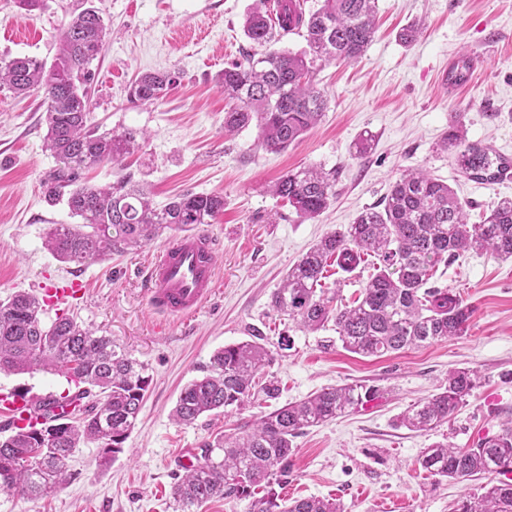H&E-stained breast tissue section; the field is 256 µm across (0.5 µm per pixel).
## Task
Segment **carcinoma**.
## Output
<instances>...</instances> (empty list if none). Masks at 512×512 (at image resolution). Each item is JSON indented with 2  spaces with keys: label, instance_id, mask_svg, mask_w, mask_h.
I'll return each mask as SVG.
<instances>
[{
  "label": "carcinoma",
  "instance_id": "1",
  "mask_svg": "<svg viewBox=\"0 0 512 512\" xmlns=\"http://www.w3.org/2000/svg\"><path fill=\"white\" fill-rule=\"evenodd\" d=\"M284 20H273L268 0H258L244 23L246 37L264 48L246 53L224 68L219 83L231 102L224 129L255 125L257 146L271 152L288 148L321 119L327 98L314 82L317 66L353 61L375 34L377 0H323L305 13L300 0H277ZM283 36L303 31L307 48H266L273 30ZM107 27L94 5L83 9L60 36L51 65L35 57H0V86L25 94L40 89L46 104L45 147L55 166L42 180L45 198L65 202L79 224H54L46 245L63 263L82 264L154 240L166 229L192 230L224 210V196L186 192L162 207L152 205L144 188L121 176L106 187L81 181L85 169L117 164L139 147L138 132L99 131L90 122L88 84L91 65L101 53ZM173 73H145L131 85L128 101L154 103L176 84ZM440 148L452 150L460 171L477 182L512 178V159L488 147L467 144L457 131ZM273 195L303 220L314 219L336 198V171L320 166L291 170L278 178ZM383 208L367 207L349 227L324 236L288 270L271 297L272 306L302 328L317 331L336 325L342 347L364 357L466 335L472 307L450 288L430 287L440 265L466 251H486L512 259V199H503L481 224L467 222L461 201L448 184L423 169L404 174L383 198ZM373 254L374 273L351 304L333 305L316 293L328 261L354 270ZM39 298L25 291L0 302V373L31 374L49 370L76 391L64 404L82 407L79 424L55 399L39 402V426L17 428L0 438V490L37 498L63 484L68 460L83 440L98 441L107 456L122 451L135 426L151 377L112 338L82 327L61 314L45 325ZM272 361L257 341L227 345L210 358L207 373L180 392L174 418L190 425L216 410L239 409L252 395L256 378ZM478 377L470 369L448 374L442 391L410 405L400 425L429 431L446 422L467 402ZM379 396L361 383L316 391L259 418L251 428L201 449L202 461L190 466L172 488L175 512H198L207 501L249 500V512H341L328 499L307 497L286 502L275 490L288 476L295 453L293 439L354 411ZM419 464L432 476L467 480L484 477L483 493L457 502L454 512H512V483L497 474L512 469V419L501 432L459 450L436 443L422 451Z\"/></svg>",
  "mask_w": 512,
  "mask_h": 512
}]
</instances>
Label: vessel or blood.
<instances>
[{
	"instance_id": "1",
	"label": "vessel or blood",
	"mask_w": 512,
	"mask_h": 512,
	"mask_svg": "<svg viewBox=\"0 0 512 512\" xmlns=\"http://www.w3.org/2000/svg\"><path fill=\"white\" fill-rule=\"evenodd\" d=\"M216 273L217 251L210 234L171 237L148 260V300L159 314L193 316L212 296ZM85 288L83 280L64 277L46 287L41 300L51 307L63 299L80 300ZM27 405V397L16 391H0V410L9 415L12 426L23 428L29 424Z\"/></svg>"
}]
</instances>
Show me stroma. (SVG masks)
I'll use <instances>...</instances> for the list:
<instances>
[{
	"label": "stroma",
	"mask_w": 512,
	"mask_h": 512,
	"mask_svg": "<svg viewBox=\"0 0 512 512\" xmlns=\"http://www.w3.org/2000/svg\"><path fill=\"white\" fill-rule=\"evenodd\" d=\"M256 0H103L111 29L90 89L92 118L104 129L145 132L141 149L117 165L86 172L94 185L130 176L156 205L178 194L219 193L224 210L203 230L221 244L215 292L188 321L164 318L145 293L146 264L158 241L77 266L44 247L51 225L72 224L67 205L49 204L41 181L55 165L44 149L43 94L17 96L0 88V301L39 294L57 277L81 276L87 297L64 311L144 363L153 381L121 453L103 459L98 442L74 449L68 478L47 498L0 490V512H173L171 492L184 459L244 425L330 386L362 382L378 399L301 431L281 495L336 500L343 512H453L458 500L482 491L483 479L431 476L418 459L448 442L471 447L512 418V259L467 252L432 279L460 292L474 309L465 336L380 357L343 349L335 324L307 332L272 309L270 297L292 267L324 235L345 230L378 204L406 171L423 168L456 192L469 223L478 224L512 179L479 183L464 176L440 145L455 122L466 140L512 158V0H378L379 29L364 55L330 64L316 80L328 98L319 123L281 153L258 147L256 127L224 129L219 84L225 66L252 50L243 33ZM86 0H40L28 11L0 0V56L53 61L56 36ZM422 32L398 37L411 23ZM464 57L474 76L456 91L439 74ZM171 72L178 85L153 104L133 105L127 90L138 74ZM372 148L356 155L358 139ZM335 170L336 198L312 220H299L270 192L289 170ZM366 257L350 273L328 266L326 293L351 303L373 272ZM261 335L272 354L264 379L278 398L200 417L172 418L181 390L206 373L212 354ZM478 370L466 403L441 426L416 432L398 424L411 404L440 392L450 371Z\"/></svg>",
	"instance_id": "1"
}]
</instances>
